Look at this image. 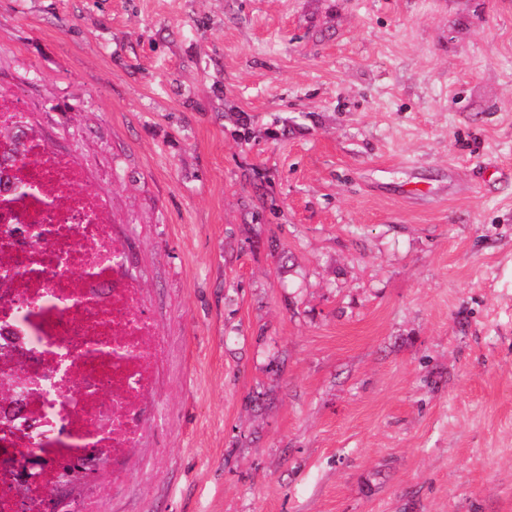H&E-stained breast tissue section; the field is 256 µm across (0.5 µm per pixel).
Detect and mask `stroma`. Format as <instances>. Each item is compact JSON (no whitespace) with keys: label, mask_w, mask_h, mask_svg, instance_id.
Masks as SVG:
<instances>
[{"label":"stroma","mask_w":512,"mask_h":512,"mask_svg":"<svg viewBox=\"0 0 512 512\" xmlns=\"http://www.w3.org/2000/svg\"><path fill=\"white\" fill-rule=\"evenodd\" d=\"M0 93L164 341L93 512H512V0H0Z\"/></svg>","instance_id":"1"}]
</instances>
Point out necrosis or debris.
I'll list each match as a JSON object with an SVG mask.
<instances>
[{
  "instance_id": "4bbe7bcc",
  "label": "necrosis or debris",
  "mask_w": 512,
  "mask_h": 512,
  "mask_svg": "<svg viewBox=\"0 0 512 512\" xmlns=\"http://www.w3.org/2000/svg\"><path fill=\"white\" fill-rule=\"evenodd\" d=\"M85 173L41 138L0 161V188L25 186L0 204V512H36L59 463L111 449L113 465L140 434L139 404L152 390L162 345L124 270L106 196L80 194ZM42 460L27 466L29 456ZM27 482L19 498V480Z\"/></svg>"
}]
</instances>
